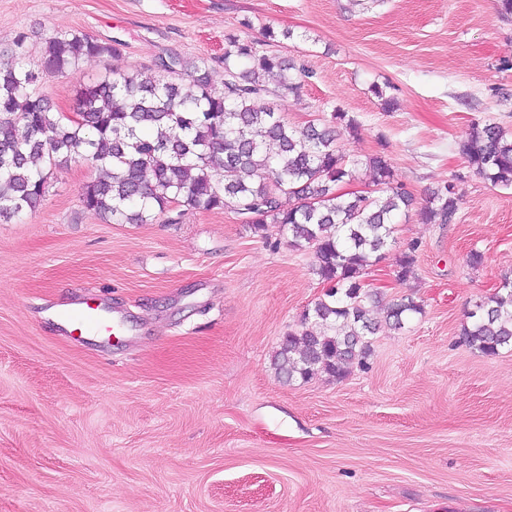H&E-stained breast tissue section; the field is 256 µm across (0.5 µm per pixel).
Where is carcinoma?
<instances>
[{
	"label": "carcinoma",
	"instance_id": "cac0c4a2",
	"mask_svg": "<svg viewBox=\"0 0 512 512\" xmlns=\"http://www.w3.org/2000/svg\"><path fill=\"white\" fill-rule=\"evenodd\" d=\"M27 39L21 32L0 51V221L36 210L53 170L74 161L97 170L82 189V207L114 224H151L176 205L229 208L256 231L279 225L288 245L312 249L314 271L327 285L302 313V329L288 332L275 352L274 368L287 382L346 377L369 355L381 325L401 330L422 313V304L404 296L385 304L377 320L369 307L376 293L364 283L413 196L393 184L382 154L366 162L380 195L337 192L352 176L338 139L343 131L355 133L357 123L338 111L330 124H288L265 101L272 93L266 78H274L281 95L297 93L293 62L230 35L224 91L212 89L207 58L170 53L85 86L73 121L39 87L84 60L119 55L123 43L57 30L35 69L27 62ZM459 152L493 185L512 188V131L474 123ZM458 209L449 182L429 193L420 215L426 224H451ZM467 318L459 336L469 348L496 355L512 347V279L476 302Z\"/></svg>",
	"mask_w": 512,
	"mask_h": 512
}]
</instances>
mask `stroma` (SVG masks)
Returning a JSON list of instances; mask_svg holds the SVG:
<instances>
[{
    "label": "stroma",
    "mask_w": 512,
    "mask_h": 512,
    "mask_svg": "<svg viewBox=\"0 0 512 512\" xmlns=\"http://www.w3.org/2000/svg\"><path fill=\"white\" fill-rule=\"evenodd\" d=\"M60 29L124 43L45 84L65 112L170 52L209 58L223 90L229 33L305 66L276 103L295 126L355 119L338 192L374 190L366 162L383 154L416 198L365 282L423 312L374 335L344 379L283 382L279 343L326 290L311 250L228 208L112 224L81 205L94 171L57 169L35 212L0 222V512H512V349L458 341L512 277V189L458 149L471 123L512 129L497 0H0V49L27 33L31 66ZM448 182L455 222L422 223ZM85 301L115 319L111 337L70 336L58 314Z\"/></svg>",
    "instance_id": "1"
}]
</instances>
